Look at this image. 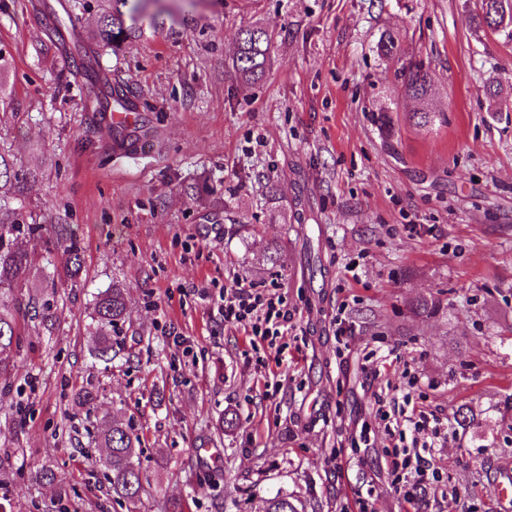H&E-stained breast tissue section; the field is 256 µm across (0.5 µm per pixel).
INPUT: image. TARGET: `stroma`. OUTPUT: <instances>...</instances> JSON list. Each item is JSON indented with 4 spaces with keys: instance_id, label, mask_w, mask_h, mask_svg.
<instances>
[{
    "instance_id": "obj_1",
    "label": "stroma",
    "mask_w": 512,
    "mask_h": 512,
    "mask_svg": "<svg viewBox=\"0 0 512 512\" xmlns=\"http://www.w3.org/2000/svg\"><path fill=\"white\" fill-rule=\"evenodd\" d=\"M34 3L0 0V153L26 177L0 221L64 226L83 267L23 290L55 321L21 324L0 379L6 512H127L98 443L115 410L141 439L138 512L171 498L262 512L280 490L299 512H496L494 479L512 465V38L473 25L478 0H146L142 36L99 59L148 129L137 157L85 111L100 85L40 52ZM255 26L273 53L247 85L232 59ZM388 31L395 59L376 50ZM409 59L428 70L433 126L399 94ZM382 110L388 144L371 120ZM303 225L324 274L306 265ZM235 279L298 309L260 372L249 336L198 296ZM115 281L128 310L106 364L89 313ZM423 299L439 314H418ZM83 387L96 409L76 406ZM407 404L437 411L444 433L439 477L414 504L377 415ZM44 467L67 476L68 498L37 479Z\"/></svg>"
}]
</instances>
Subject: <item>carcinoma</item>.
<instances>
[{
    "instance_id": "carcinoma-1",
    "label": "carcinoma",
    "mask_w": 512,
    "mask_h": 512,
    "mask_svg": "<svg viewBox=\"0 0 512 512\" xmlns=\"http://www.w3.org/2000/svg\"><path fill=\"white\" fill-rule=\"evenodd\" d=\"M110 7L99 16L92 35L93 43L85 46L81 39L74 38L75 51L71 55L72 68L82 77L94 80L98 75V53L94 45L114 44L123 39H132L140 32L136 17L142 12L141 0H109ZM476 15L478 27L506 30L512 27V0H481ZM271 35L261 27L240 30L236 56L233 61L239 77L246 82H257L265 75L271 54ZM377 51L386 58H394L400 51V36L388 32L379 41ZM400 91L418 103L413 113L417 125L427 127L441 119V114L430 107L431 85L423 63L409 61L403 64L396 75ZM21 192L19 174L12 164L0 154V201L9 195ZM44 230L41 224L13 222L0 223V377L9 376L14 370V350L19 344L18 317H27L34 309L33 298L25 299L21 294L29 276L33 256L17 245L21 237L40 238ZM55 238L46 243V252L61 249L67 254L66 275L75 277L81 269V256L74 239L62 230L54 231ZM126 319L125 289L115 282L112 287L97 294L93 305L92 321L97 336L96 357L112 360V332ZM101 446L106 448V466L111 472L112 497L125 502L129 509H136L145 492L144 477L136 463V445L132 435L115 419L106 420L100 433ZM265 512H297L296 505L288 493L278 492L266 499Z\"/></svg>"
}]
</instances>
